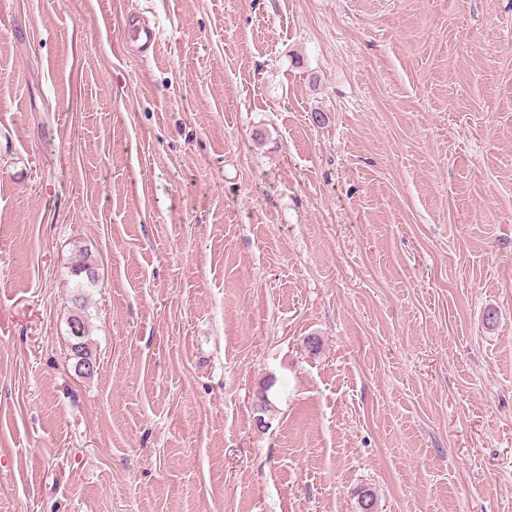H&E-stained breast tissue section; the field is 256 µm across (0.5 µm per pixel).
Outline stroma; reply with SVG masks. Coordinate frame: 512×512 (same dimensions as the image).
<instances>
[{
  "instance_id": "obj_1",
  "label": "stroma",
  "mask_w": 512,
  "mask_h": 512,
  "mask_svg": "<svg viewBox=\"0 0 512 512\" xmlns=\"http://www.w3.org/2000/svg\"><path fill=\"white\" fill-rule=\"evenodd\" d=\"M365 488L512 512V0H0V512ZM160 28L137 13L130 14L122 27L121 42L126 51L139 53L147 58L158 47ZM69 270V277L74 281V294L72 295V314L67 319L69 336L71 339L70 351L75 360L74 369L80 374L91 376L94 373V367L81 368L77 364L80 362H96L89 342L90 329L89 323L85 318V291L87 288H94L98 284L96 268L89 261L87 254L81 251L77 255Z\"/></svg>"
}]
</instances>
